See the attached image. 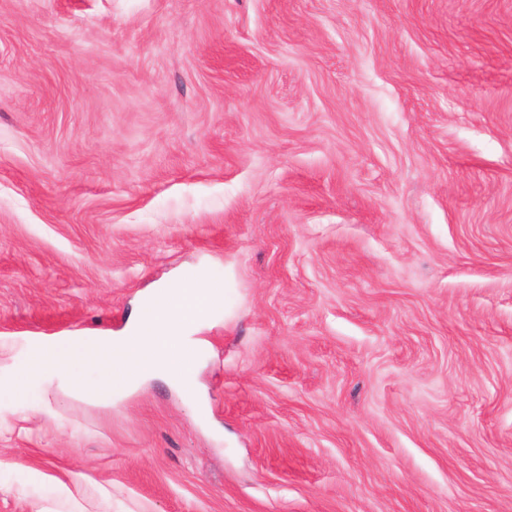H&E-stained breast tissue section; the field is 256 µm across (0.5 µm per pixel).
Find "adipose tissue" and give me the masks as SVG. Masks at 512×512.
<instances>
[{"instance_id":"adipose-tissue-1","label":"adipose tissue","mask_w":512,"mask_h":512,"mask_svg":"<svg viewBox=\"0 0 512 512\" xmlns=\"http://www.w3.org/2000/svg\"><path fill=\"white\" fill-rule=\"evenodd\" d=\"M219 291L193 277L176 287H161L142 308L137 321L120 336H88L46 343L32 355L35 371H52L70 360L96 370L122 363L127 384L156 372L175 379L191 369L199 356L189 333L217 304Z\"/></svg>"}]
</instances>
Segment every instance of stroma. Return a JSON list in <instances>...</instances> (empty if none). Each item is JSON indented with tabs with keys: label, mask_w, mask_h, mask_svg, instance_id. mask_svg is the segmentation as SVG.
<instances>
[{
	"label": "stroma",
	"mask_w": 512,
	"mask_h": 512,
	"mask_svg": "<svg viewBox=\"0 0 512 512\" xmlns=\"http://www.w3.org/2000/svg\"><path fill=\"white\" fill-rule=\"evenodd\" d=\"M0 379V512H512V0H0ZM218 300V289L201 277L185 279L177 287H161L125 334L45 343L33 352L32 367L52 371L77 359L83 366L105 370L119 362L126 368L127 385L156 372L180 379L179 373L189 371L200 354L190 330ZM70 390L79 395H86L94 401L109 403L112 401V386L105 383L89 388L82 375L71 376L68 380Z\"/></svg>",
	"instance_id": "stroma-1"
}]
</instances>
